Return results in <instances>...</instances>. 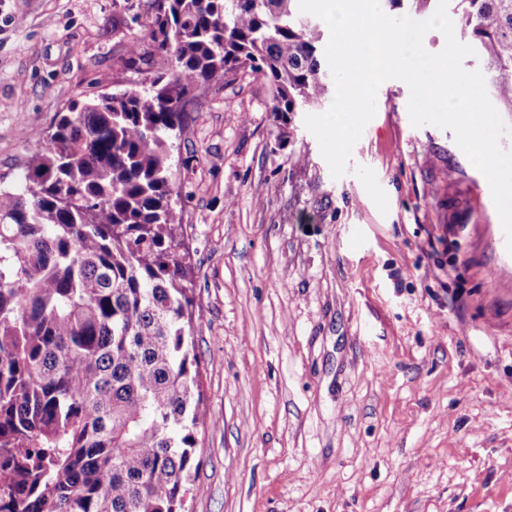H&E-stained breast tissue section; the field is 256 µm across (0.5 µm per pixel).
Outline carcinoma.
I'll return each instance as SVG.
<instances>
[{"mask_svg": "<svg viewBox=\"0 0 512 512\" xmlns=\"http://www.w3.org/2000/svg\"><path fill=\"white\" fill-rule=\"evenodd\" d=\"M512 114V0H449ZM169 73L71 105L0 189V512H185L201 405L172 136L212 82L248 69L272 112L330 89L298 0H151Z\"/></svg>", "mask_w": 512, "mask_h": 512, "instance_id": "cac0c4a2", "label": "carcinoma"}]
</instances>
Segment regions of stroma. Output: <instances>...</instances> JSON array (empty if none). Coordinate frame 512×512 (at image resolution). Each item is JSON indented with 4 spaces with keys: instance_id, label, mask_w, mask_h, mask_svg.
I'll use <instances>...</instances> for the list:
<instances>
[{
    "instance_id": "stroma-1",
    "label": "stroma",
    "mask_w": 512,
    "mask_h": 512,
    "mask_svg": "<svg viewBox=\"0 0 512 512\" xmlns=\"http://www.w3.org/2000/svg\"><path fill=\"white\" fill-rule=\"evenodd\" d=\"M148 0H0V181L59 113L162 71ZM384 81L347 173L262 76L175 139L202 405L189 512H512V254L451 131Z\"/></svg>"
}]
</instances>
